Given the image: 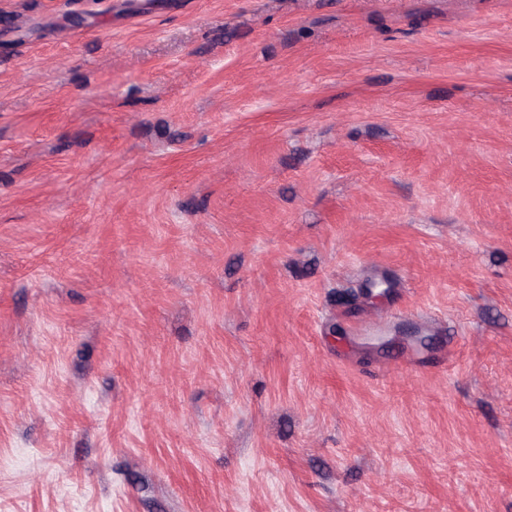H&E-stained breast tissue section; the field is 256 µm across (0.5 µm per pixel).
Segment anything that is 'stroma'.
<instances>
[{
  "label": "stroma",
  "mask_w": 512,
  "mask_h": 512,
  "mask_svg": "<svg viewBox=\"0 0 512 512\" xmlns=\"http://www.w3.org/2000/svg\"><path fill=\"white\" fill-rule=\"evenodd\" d=\"M0 512H512V0H0Z\"/></svg>",
  "instance_id": "1"
}]
</instances>
